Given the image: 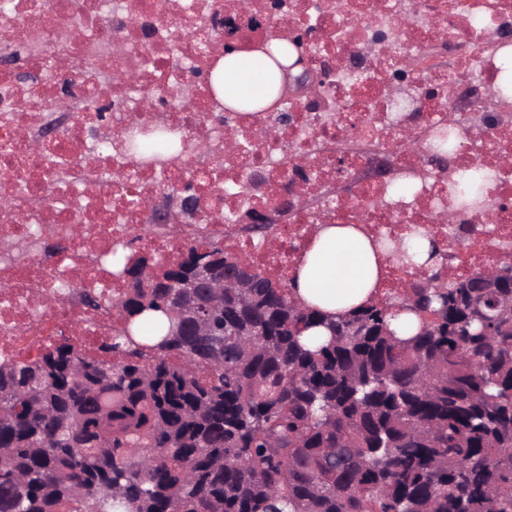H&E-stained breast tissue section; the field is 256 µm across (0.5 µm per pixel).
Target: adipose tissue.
<instances>
[{"label": "adipose tissue", "instance_id": "adipose-tissue-1", "mask_svg": "<svg viewBox=\"0 0 512 512\" xmlns=\"http://www.w3.org/2000/svg\"><path fill=\"white\" fill-rule=\"evenodd\" d=\"M216 98L224 108L270 107L282 84V73L260 50L220 56L210 74ZM384 251L356 225H316L289 282L304 306L333 318L369 306L380 297Z\"/></svg>", "mask_w": 512, "mask_h": 512}]
</instances>
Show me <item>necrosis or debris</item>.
<instances>
[{
    "label": "necrosis or debris",
    "instance_id": "4bbe7bcc",
    "mask_svg": "<svg viewBox=\"0 0 512 512\" xmlns=\"http://www.w3.org/2000/svg\"><path fill=\"white\" fill-rule=\"evenodd\" d=\"M292 32L303 34L310 65L328 73L319 108L289 97L284 123L280 112L213 108L205 74L225 44L247 50ZM500 33L512 36V0H251L246 10L240 0H13L0 13V58L21 52L24 69L0 65V200L11 206L0 213V363L36 358L66 324L79 327L83 353H94L111 336L127 288L106 261L134 247L168 261L209 234L285 281L314 225L357 224L377 242L424 230L452 278L475 258L494 269L512 254V171L503 169L512 112L497 113L481 132L471 117L479 89L497 76L484 46ZM408 59L419 70H404ZM402 84L414 99L400 110L393 100ZM174 86L192 88L191 103L171 97ZM64 98L78 103L77 113L32 150ZM228 128L242 137L237 148L193 154ZM448 128L459 133L450 169L496 176L490 209L456 210L446 224L452 184L419 170L429 142ZM150 129L178 142L172 164L98 149ZM339 140L376 145L411 192H396L388 178H357L370 160L355 154L346 163L353 192L324 194L336 156L318 145ZM318 192L319 209L294 211L269 240L240 236L229 223ZM162 196L192 208L178 232L145 227ZM472 225L484 234L464 237ZM89 291L98 309L85 306Z\"/></svg>",
    "mask_w": 512,
    "mask_h": 512
}]
</instances>
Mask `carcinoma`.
<instances>
[{
	"label": "carcinoma",
	"mask_w": 512,
	"mask_h": 512,
	"mask_svg": "<svg viewBox=\"0 0 512 512\" xmlns=\"http://www.w3.org/2000/svg\"><path fill=\"white\" fill-rule=\"evenodd\" d=\"M491 180L458 174V206H483ZM209 245L234 287L144 288L146 258L122 263L102 355L62 343L0 365V512H512V261L495 288L434 268L399 305L333 320ZM404 309L408 338L390 329Z\"/></svg>",
	"instance_id": "obj_1"
}]
</instances>
